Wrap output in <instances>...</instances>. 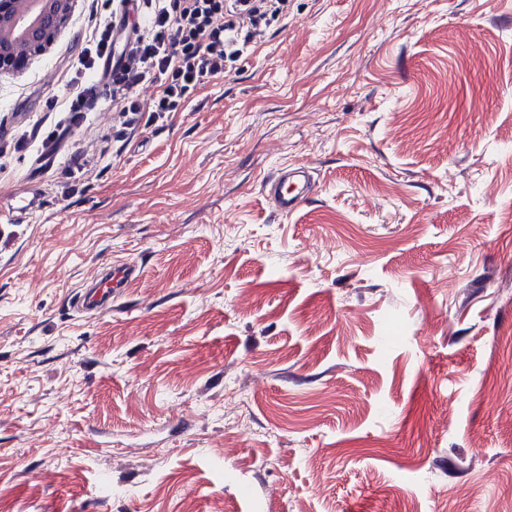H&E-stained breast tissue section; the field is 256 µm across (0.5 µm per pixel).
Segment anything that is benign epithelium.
<instances>
[{
  "instance_id": "1",
  "label": "benign epithelium",
  "mask_w": 512,
  "mask_h": 512,
  "mask_svg": "<svg viewBox=\"0 0 512 512\" xmlns=\"http://www.w3.org/2000/svg\"><path fill=\"white\" fill-rule=\"evenodd\" d=\"M74 0H0V75L42 53L71 14Z\"/></svg>"
}]
</instances>
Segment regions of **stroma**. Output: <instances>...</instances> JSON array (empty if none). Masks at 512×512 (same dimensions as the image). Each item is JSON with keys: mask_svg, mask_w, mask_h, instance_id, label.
I'll return each instance as SVG.
<instances>
[{"mask_svg": "<svg viewBox=\"0 0 512 512\" xmlns=\"http://www.w3.org/2000/svg\"><path fill=\"white\" fill-rule=\"evenodd\" d=\"M93 26L0 76V512H512V0H290L132 124L45 108ZM281 174L275 179L270 193L275 209L282 215L292 214L303 201V195L291 186L292 170L288 167L281 169ZM288 174V176H287ZM288 180V184L286 183ZM133 274V269L130 265H125L121 267H113L111 268L105 275V277L101 281L99 293L100 295H90L86 296L81 304L80 308L83 312L95 311L101 305L103 299L108 298L112 299V288H116V285L123 280L127 279ZM116 283V285H115Z\"/></svg>", "mask_w": 512, "mask_h": 512, "instance_id": "35a3bbf8", "label": "stroma"}]
</instances>
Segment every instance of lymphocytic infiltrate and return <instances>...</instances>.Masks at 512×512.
<instances>
[{
	"label": "lymphocytic infiltrate",
	"mask_w": 512,
	"mask_h": 512,
	"mask_svg": "<svg viewBox=\"0 0 512 512\" xmlns=\"http://www.w3.org/2000/svg\"><path fill=\"white\" fill-rule=\"evenodd\" d=\"M94 28L77 70L113 66L103 87H86L46 103L48 111L80 115L93 100L112 98L120 114L185 111L192 93L224 74V63L255 43L261 27L286 19L288 0H140L144 23L134 27L120 59H113L116 18L122 0H93ZM157 82L140 99L145 81Z\"/></svg>",
	"instance_id": "f902f5d3"
}]
</instances>
